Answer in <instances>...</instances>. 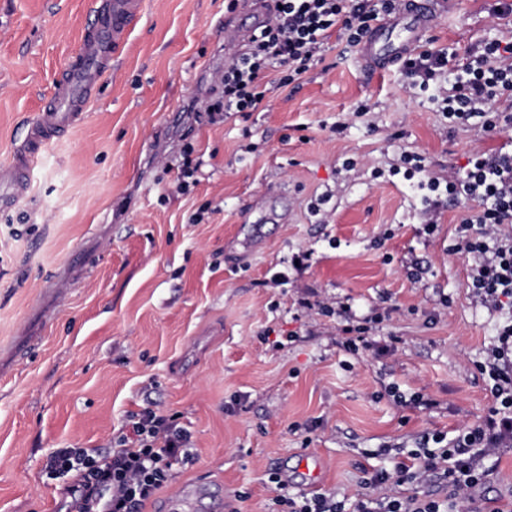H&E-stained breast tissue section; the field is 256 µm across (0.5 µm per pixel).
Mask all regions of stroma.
I'll return each instance as SVG.
<instances>
[{"label":"stroma","mask_w":512,"mask_h":512,"mask_svg":"<svg viewBox=\"0 0 512 512\" xmlns=\"http://www.w3.org/2000/svg\"><path fill=\"white\" fill-rule=\"evenodd\" d=\"M99 2L0 0V163ZM499 7L443 0L421 43L465 61L512 38ZM248 11L141 0L83 121L0 211V512H58L45 457L106 449L147 407L190 432L191 457L142 512L176 494L187 512L219 498L224 512H272V472L285 495L350 498L378 450L406 454L490 414L477 364L512 308L473 296L456 249L477 204L441 205L426 230L421 191L394 169L417 154L447 178L474 151L512 146V128L448 126L432 92L396 65L371 75L335 32L296 83L264 71L257 111L195 119L229 61L224 27ZM187 144L202 175L182 194L159 158ZM343 306L370 350L343 349ZM489 461L475 512H512V442Z\"/></svg>","instance_id":"obj_1"}]
</instances>
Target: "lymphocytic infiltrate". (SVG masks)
Segmentation results:
<instances>
[{
	"label": "lymphocytic infiltrate",
	"instance_id": "f902f5d3",
	"mask_svg": "<svg viewBox=\"0 0 512 512\" xmlns=\"http://www.w3.org/2000/svg\"><path fill=\"white\" fill-rule=\"evenodd\" d=\"M272 15L249 37L246 52L236 53L224 69L219 89L213 90L203 110L209 118L230 112H253L265 91L259 77L271 64H279L280 86H288L308 69L331 30H339L347 43L358 45L377 12L366 0H275ZM455 54L424 50L403 62L412 85H437L440 112L450 126L464 125L483 116L485 130L512 124V39L486 42L480 54L470 56L451 87L441 79ZM506 107L490 112L489 106ZM403 176L420 189L443 191L447 200L466 197L479 201L477 212L464 214L463 235L457 250L471 256L475 266L470 286L481 303L492 308L512 305V234L499 228L512 223V154H472L461 176L440 181L427 177L421 156L404 157ZM495 405L486 421L462 429L454 439L433 434L430 443L412 451L410 458L392 455L389 467L365 474L367 488L386 484H423L433 481L446 488L444 498L426 496L357 495L352 503L335 495L317 494L274 499L280 512H472L469 492L487 472L490 449L512 440V321L500 326L497 338L479 365ZM190 433L175 417L152 408L129 417L113 437L109 452L94 448H58L46 458L44 472L55 479L70 477L65 492L81 512H141L146 501L171 476L173 465L189 458Z\"/></svg>",
	"mask_w": 512,
	"mask_h": 512
}]
</instances>
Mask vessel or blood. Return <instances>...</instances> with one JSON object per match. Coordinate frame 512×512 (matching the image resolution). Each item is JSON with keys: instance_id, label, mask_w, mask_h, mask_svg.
Instances as JSON below:
<instances>
[{"instance_id": "vessel-or-blood-1", "label": "vessel or blood", "mask_w": 512, "mask_h": 512, "mask_svg": "<svg viewBox=\"0 0 512 512\" xmlns=\"http://www.w3.org/2000/svg\"><path fill=\"white\" fill-rule=\"evenodd\" d=\"M439 0H400L397 11L366 36L361 59L372 73L399 63L421 41ZM141 0H110L95 11L74 59L60 72L54 91L37 117L26 125L8 163L0 165V211L23 199L32 173L52 140L82 120L93 90L112 72V59L125 46L129 25Z\"/></svg>"}]
</instances>
